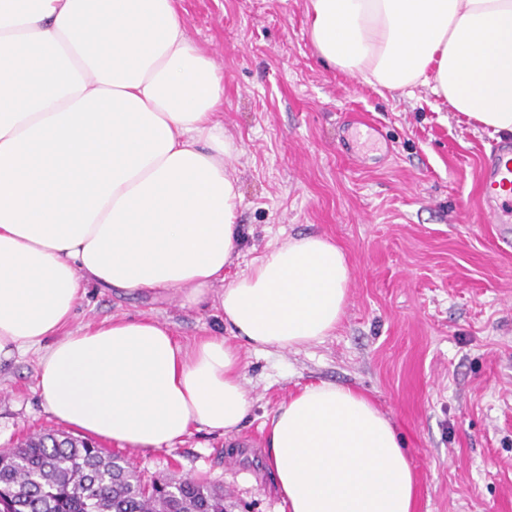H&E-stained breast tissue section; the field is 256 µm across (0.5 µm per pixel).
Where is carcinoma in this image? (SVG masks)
Returning <instances> with one entry per match:
<instances>
[{
  "label": "carcinoma",
  "mask_w": 512,
  "mask_h": 512,
  "mask_svg": "<svg viewBox=\"0 0 512 512\" xmlns=\"http://www.w3.org/2000/svg\"><path fill=\"white\" fill-rule=\"evenodd\" d=\"M203 478L145 481L89 439L51 432L0 450V512H224Z\"/></svg>",
  "instance_id": "obj_1"
}]
</instances>
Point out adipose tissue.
<instances>
[{
    "label": "adipose tissue",
    "instance_id": "ef3b65f1",
    "mask_svg": "<svg viewBox=\"0 0 512 512\" xmlns=\"http://www.w3.org/2000/svg\"><path fill=\"white\" fill-rule=\"evenodd\" d=\"M305 16L341 73L428 89L512 134V0H306ZM223 103L176 0H0V356L35 354L48 412L86 436L149 451L194 428L235 434L241 346L297 350L345 315L351 267L318 234L225 281L241 193ZM91 287L211 302L229 333L183 343L127 316L70 329ZM263 431L288 512H414L413 465L362 392L305 385Z\"/></svg>",
    "mask_w": 512,
    "mask_h": 512
}]
</instances>
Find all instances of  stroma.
<instances>
[{"label":"stroma","mask_w":512,"mask_h":512,"mask_svg":"<svg viewBox=\"0 0 512 512\" xmlns=\"http://www.w3.org/2000/svg\"><path fill=\"white\" fill-rule=\"evenodd\" d=\"M191 39L224 77L217 115L239 146L241 259L270 245L329 237L351 269L334 336L300 350L243 348L252 400L227 437L191 431L140 452L100 446L145 478L206 477L226 512H285L263 461L261 425L300 386L330 381L366 394L392 421L416 472L415 512H512V244L481 216V173L496 136L427 89L378 92L322 62L305 0H179ZM377 128L375 149H343L352 114ZM145 316L181 340L223 332L214 308L179 296L90 289L71 322ZM33 356L0 362V449L71 434L35 390Z\"/></svg>","instance_id":"35a3bbf8"}]
</instances>
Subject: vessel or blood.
<instances>
[{"mask_svg": "<svg viewBox=\"0 0 512 512\" xmlns=\"http://www.w3.org/2000/svg\"><path fill=\"white\" fill-rule=\"evenodd\" d=\"M484 216L490 224L512 222V141L494 143L482 176Z\"/></svg>", "mask_w": 512, "mask_h": 512, "instance_id": "1", "label": "vessel or blood"}]
</instances>
